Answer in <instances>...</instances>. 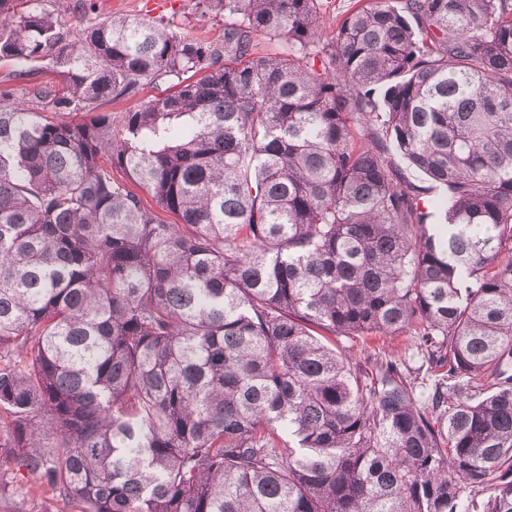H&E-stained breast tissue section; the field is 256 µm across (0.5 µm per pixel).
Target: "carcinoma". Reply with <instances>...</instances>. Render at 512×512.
Listing matches in <instances>:
<instances>
[{
  "instance_id": "1",
  "label": "carcinoma",
  "mask_w": 512,
  "mask_h": 512,
  "mask_svg": "<svg viewBox=\"0 0 512 512\" xmlns=\"http://www.w3.org/2000/svg\"><path fill=\"white\" fill-rule=\"evenodd\" d=\"M17 2L9 79L66 94L0 87V498L512 512V0H361L326 43L317 0H197L219 42ZM342 336L415 337L448 407ZM42 67L36 68L35 71H33L34 75L33 78L29 82H22V83H13L16 95L18 97H26L30 89L33 88V86H40V85H55L56 89L62 88L61 83V77L50 67H46L44 64H40Z\"/></svg>"
}]
</instances>
